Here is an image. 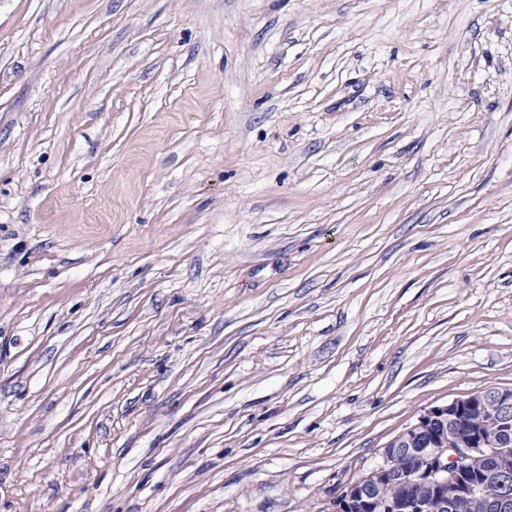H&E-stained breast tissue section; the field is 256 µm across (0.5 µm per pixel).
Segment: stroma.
<instances>
[{"label":"stroma","instance_id":"1","mask_svg":"<svg viewBox=\"0 0 512 512\" xmlns=\"http://www.w3.org/2000/svg\"><path fill=\"white\" fill-rule=\"evenodd\" d=\"M512 388V0H0V512H324Z\"/></svg>","mask_w":512,"mask_h":512}]
</instances>
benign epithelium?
Returning <instances> with one entry per match:
<instances>
[{
  "label": "benign epithelium",
  "mask_w": 512,
  "mask_h": 512,
  "mask_svg": "<svg viewBox=\"0 0 512 512\" xmlns=\"http://www.w3.org/2000/svg\"><path fill=\"white\" fill-rule=\"evenodd\" d=\"M511 418V389L478 391L428 410L383 448L382 462L337 496L327 512H467L488 502L487 486L468 479L490 459L512 458V439H491L479 427L505 428ZM464 422L477 429L460 435ZM396 470L414 490L413 499L382 496L383 482Z\"/></svg>",
  "instance_id": "obj_1"
}]
</instances>
